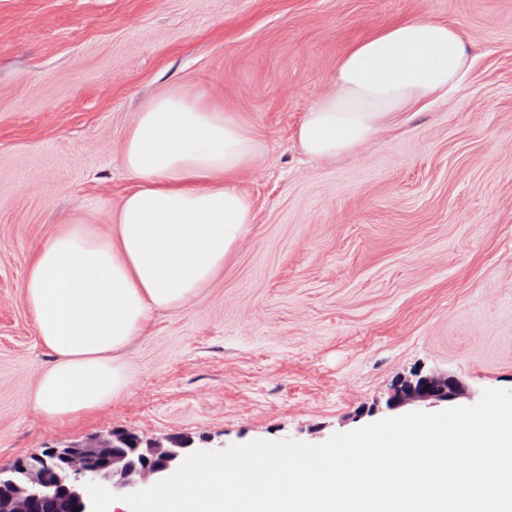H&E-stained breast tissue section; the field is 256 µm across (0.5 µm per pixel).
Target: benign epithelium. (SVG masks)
<instances>
[{
  "instance_id": "1",
  "label": "benign epithelium",
  "mask_w": 512,
  "mask_h": 512,
  "mask_svg": "<svg viewBox=\"0 0 512 512\" xmlns=\"http://www.w3.org/2000/svg\"><path fill=\"white\" fill-rule=\"evenodd\" d=\"M460 391L461 383L453 376L419 374L397 387L388 408L450 402ZM125 442L133 446L129 454L116 448ZM141 445L143 452L138 451ZM188 447L181 438L145 445L137 433L119 432L32 453L9 469L0 468V512H35L41 502H59L65 512H91L86 483H98L116 493L133 491L178 466L189 455Z\"/></svg>"
}]
</instances>
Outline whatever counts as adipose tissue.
<instances>
[{
    "label": "adipose tissue",
    "mask_w": 512,
    "mask_h": 512,
    "mask_svg": "<svg viewBox=\"0 0 512 512\" xmlns=\"http://www.w3.org/2000/svg\"><path fill=\"white\" fill-rule=\"evenodd\" d=\"M472 65L460 29L417 16L354 42L335 88L304 113L296 138L333 161L377 138L397 116L456 88ZM265 145L234 112L179 89L151 98L128 129L120 164L132 186L111 234L79 220L63 225L30 262L25 301L55 356L34 408L66 421L93 413L128 386L127 347L151 314L187 306L224 265L254 221L238 176Z\"/></svg>",
    "instance_id": "ef3b65f1"
}]
</instances>
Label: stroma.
Returning <instances> with one entry per match:
<instances>
[{"label":"stroma","instance_id":"35a3bbf8","mask_svg":"<svg viewBox=\"0 0 512 512\" xmlns=\"http://www.w3.org/2000/svg\"><path fill=\"white\" fill-rule=\"evenodd\" d=\"M419 15L460 28L466 80L356 155L306 157L295 130L348 46ZM174 87L263 140L237 181L255 222L152 314L122 396L46 419L26 268L74 219L111 233L125 132ZM418 373L458 378L460 406L512 390V0H0V468L113 431L317 444Z\"/></svg>","mask_w":512,"mask_h":512}]
</instances>
